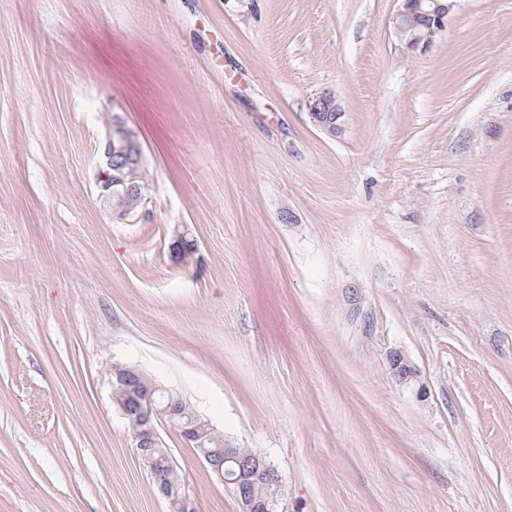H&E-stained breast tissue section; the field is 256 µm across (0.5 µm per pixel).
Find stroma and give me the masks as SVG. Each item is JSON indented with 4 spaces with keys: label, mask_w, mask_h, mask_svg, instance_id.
Returning <instances> with one entry per match:
<instances>
[{
    "label": "stroma",
    "mask_w": 512,
    "mask_h": 512,
    "mask_svg": "<svg viewBox=\"0 0 512 512\" xmlns=\"http://www.w3.org/2000/svg\"><path fill=\"white\" fill-rule=\"evenodd\" d=\"M399 7L0 0V512H168L115 363L265 456L282 512H512V0L424 53ZM116 116L133 223L96 186ZM160 433L196 512H242ZM309 107L311 120L316 126L336 137L342 134L344 112H342L331 93H319L312 98ZM97 182L99 196L112 209V195L120 194L112 186H123L122 196L144 198V184L140 177L142 150L136 136L121 119L115 118L99 146ZM196 251V244L193 241L186 240L185 233L179 229L173 231L170 245V256L173 262L178 265L189 266L194 262ZM387 363L392 377L399 385L411 387L418 383L417 369L401 351L396 349L389 351Z\"/></svg>",
    "instance_id": "stroma-1"
}]
</instances>
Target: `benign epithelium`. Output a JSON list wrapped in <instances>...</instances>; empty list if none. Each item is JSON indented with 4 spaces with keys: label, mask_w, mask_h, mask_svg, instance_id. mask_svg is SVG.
Masks as SVG:
<instances>
[{
    "label": "benign epithelium",
    "mask_w": 512,
    "mask_h": 512,
    "mask_svg": "<svg viewBox=\"0 0 512 512\" xmlns=\"http://www.w3.org/2000/svg\"><path fill=\"white\" fill-rule=\"evenodd\" d=\"M454 0H403V7L393 17L392 23L399 40L409 51H427L436 38L445 30L448 14ZM310 117L315 125L333 136L343 132L344 112L334 96L322 92L312 98ZM142 150L136 136L130 133L125 122L115 118L99 146V168L97 182L99 196L112 204L114 187L123 186V195L144 197V184L140 177ZM196 244L186 240L185 233L173 231L170 256L178 265L189 266L194 262ZM387 363L395 381L406 387L418 383L419 373L399 350L387 354ZM170 393L159 384H147L144 372L135 366L115 365L112 368V399L123 417L129 422L132 432V448L149 472L159 494L168 501L170 512H193L194 503L188 493L180 497L171 494L168 485L156 472L158 460L153 451L165 443L159 432L160 425L168 423L177 427L187 443L198 449V458L219 478L224 479L223 462L232 460L238 474L231 480L235 493L247 512H276L277 489L281 478L278 471L260 455L242 456L236 448L224 442L222 448H206V436L213 431L210 423L192 409L188 410L178 400L169 398L167 404L159 402L155 391ZM265 485V498H252V487L256 483Z\"/></svg>",
    "instance_id": "benign-epithelium-1"
}]
</instances>
